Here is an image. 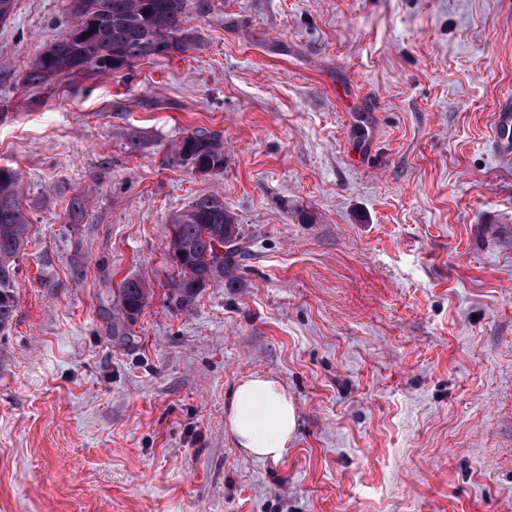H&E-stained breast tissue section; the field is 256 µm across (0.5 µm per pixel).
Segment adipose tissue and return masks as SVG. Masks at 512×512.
Here are the masks:
<instances>
[{
    "label": "adipose tissue",
    "mask_w": 512,
    "mask_h": 512,
    "mask_svg": "<svg viewBox=\"0 0 512 512\" xmlns=\"http://www.w3.org/2000/svg\"><path fill=\"white\" fill-rule=\"evenodd\" d=\"M295 401L271 376L249 375L237 384L228 407L227 431L248 455L278 461L297 431Z\"/></svg>",
    "instance_id": "1"
}]
</instances>
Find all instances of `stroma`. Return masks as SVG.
<instances>
[{"mask_svg":"<svg viewBox=\"0 0 512 512\" xmlns=\"http://www.w3.org/2000/svg\"><path fill=\"white\" fill-rule=\"evenodd\" d=\"M70 26V0L0 24V166L30 224L0 512H512V0H186L187 52L23 85ZM200 127L222 176L166 161ZM213 192L243 270L184 309L169 224ZM128 277L151 298L115 340ZM251 374L297 404L278 462L227 432ZM498 151L507 160L512 159V104L505 103L498 112Z\"/></svg>","mask_w":512,"mask_h":512,"instance_id":"1","label":"stroma"}]
</instances>
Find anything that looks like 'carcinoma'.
<instances>
[{
  "mask_svg": "<svg viewBox=\"0 0 512 512\" xmlns=\"http://www.w3.org/2000/svg\"><path fill=\"white\" fill-rule=\"evenodd\" d=\"M186 0H71L72 25L45 47L23 74L27 86H45L65 79L112 73L134 62L190 49L181 18ZM167 159L194 169L212 166L224 172V143L205 128L183 137ZM29 222L20 203V175L0 166V330L12 323L17 307L15 259L28 240ZM230 237L233 243L218 252L215 243ZM241 234L232 213L218 193L203 195L170 224L169 254L175 266L170 278L173 301L190 307L201 289L196 283L237 280ZM150 299L149 288L138 278L124 279L112 311V337L126 335Z\"/></svg>",
  "mask_w": 512,
  "mask_h": 512,
  "instance_id": "cac0c4a2",
  "label": "carcinoma"
}]
</instances>
